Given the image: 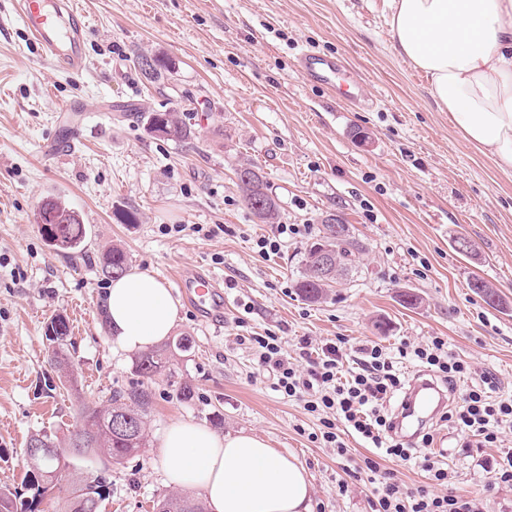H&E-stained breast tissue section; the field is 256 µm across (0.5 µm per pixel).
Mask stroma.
<instances>
[{
    "label": "stroma",
    "instance_id": "stroma-1",
    "mask_svg": "<svg viewBox=\"0 0 512 512\" xmlns=\"http://www.w3.org/2000/svg\"><path fill=\"white\" fill-rule=\"evenodd\" d=\"M390 2L78 0L89 67L77 75L32 42L15 0H0V489L25 495L30 435H70L82 405L138 379L136 353L113 346L100 313L111 281L99 260L115 245L169 289L181 265L214 274L227 314L218 328L182 305L166 340L170 359L147 382L146 445L113 462L102 512H154L172 493L160 441L182 419L220 435H258L297 458L312 477L313 512H372L364 482L347 478L335 449L311 442L318 419L274 391L272 372L241 336L275 333L290 353L302 336L390 348L440 336L449 355L512 395V175L450 124L425 76L391 49ZM304 48L338 56L376 105L347 108L307 83L297 69ZM138 53L168 56L175 69L151 81L134 64ZM65 101L95 118L73 149L49 159L39 147L56 139ZM184 105L193 143L148 132L144 113ZM247 161L280 205L278 224L302 227L267 257L256 241L277 224L259 223L243 204L234 169ZM47 198L79 214L81 252L63 253L40 235L35 217ZM123 210L139 223H120ZM332 214L366 249L324 302L309 304L294 285ZM461 235L473 256L455 251ZM476 277L501 306L470 289ZM405 289L416 306L401 304ZM56 315L70 325L63 373L44 336ZM186 385L189 400L179 395ZM430 431L456 491L481 493L483 512H512V487L487 485L512 431L498 448L464 446L445 422Z\"/></svg>",
    "mask_w": 512,
    "mask_h": 512
}]
</instances>
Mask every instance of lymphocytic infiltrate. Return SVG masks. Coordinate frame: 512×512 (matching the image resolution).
I'll return each instance as SVG.
<instances>
[{
	"label": "lymphocytic infiltrate",
	"instance_id": "1",
	"mask_svg": "<svg viewBox=\"0 0 512 512\" xmlns=\"http://www.w3.org/2000/svg\"><path fill=\"white\" fill-rule=\"evenodd\" d=\"M249 342L258 366L274 372L275 391L302 401L321 424V441L345 459L346 474L370 485L373 512H480L476 498L448 490L451 473L433 452L432 435L425 432L414 441L403 440L396 432L394 415L386 409L407 383L399 370L401 360L418 361L451 387L471 375L468 362L449 355L444 338L436 336L420 346L403 342L393 351L366 343L352 363L341 338L317 346L309 338H300L295 361L276 334L253 336ZM440 419L492 448L500 443L503 428L512 426V397L497 396L493 381L485 377L467 388L456 405L441 412ZM349 435L376 449V458L354 457L345 442ZM386 459L417 467L424 472L426 484L410 488L398 482L392 471L381 469Z\"/></svg>",
	"mask_w": 512,
	"mask_h": 512
}]
</instances>
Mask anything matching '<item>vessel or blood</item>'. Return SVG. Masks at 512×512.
<instances>
[{
  "label": "vessel or blood",
  "instance_id": "vessel-or-blood-1",
  "mask_svg": "<svg viewBox=\"0 0 512 512\" xmlns=\"http://www.w3.org/2000/svg\"><path fill=\"white\" fill-rule=\"evenodd\" d=\"M19 10L29 36L47 56L69 72L78 74L85 70L87 17L76 0H19ZM297 66L308 80L335 92L345 105L367 107L368 98L360 80L339 83L344 67L335 57L304 49L298 55ZM174 283L202 321L223 326L224 292L213 274L183 267L175 275ZM445 402L444 392L434 382L414 380L397 417L399 431L407 435L421 431Z\"/></svg>",
  "mask_w": 512,
  "mask_h": 512
}]
</instances>
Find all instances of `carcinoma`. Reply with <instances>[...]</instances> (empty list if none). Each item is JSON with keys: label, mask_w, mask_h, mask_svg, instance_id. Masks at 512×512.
Instances as JSON below:
<instances>
[{"label": "carcinoma", "mask_w": 512, "mask_h": 512, "mask_svg": "<svg viewBox=\"0 0 512 512\" xmlns=\"http://www.w3.org/2000/svg\"><path fill=\"white\" fill-rule=\"evenodd\" d=\"M147 123L163 122L162 138L179 143H188L195 137L194 125L187 121V116L178 111L150 112ZM245 167L254 170L253 176L241 181L238 186L243 193L245 207L250 213L265 224H274L279 217V207L275 199L268 194V185L261 170L254 164ZM36 224L41 236L50 245L61 251L71 253L80 249L86 236V228L78 215L55 199L47 200L46 205L36 214ZM327 245L336 251L343 270H348L351 257L365 249L359 239L349 233L348 225L336 218H329L322 225L316 241L307 249L304 270L295 283L296 295L309 303H318L332 288L314 274L315 256L320 247ZM102 273L117 278L127 270L126 252L114 246L100 259ZM70 334L66 318L57 315L45 325V336L54 344L53 361L57 368L68 365V354L64 347L65 337ZM167 363L164 349L142 354L135 363V372L144 378H151ZM152 406V394L144 382L139 381L126 390L112 393L108 399L95 406L80 409L79 418L84 423V435L76 439L72 436L60 438L56 435L36 433L30 436L28 443L40 442L50 448L59 450L57 458L37 468H29L24 482L29 493L27 499L17 501V496L0 490V512H40L39 507L44 498L62 482L71 486V495L67 496L64 512H84L80 476L69 471V449L75 441H80L83 454L99 459L98 480L92 494L105 501L110 495L112 482L110 468L112 462L121 460L140 450L146 443V419ZM121 419L130 425V431L115 430L114 423ZM156 512H205L202 502L172 493L156 503Z\"/></svg>", "instance_id": "cac0c4a2"}]
</instances>
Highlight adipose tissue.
Returning a JSON list of instances; mask_svg holds the SVG:
<instances>
[{
    "instance_id": "ef3b65f1",
    "label": "adipose tissue",
    "mask_w": 512,
    "mask_h": 512,
    "mask_svg": "<svg viewBox=\"0 0 512 512\" xmlns=\"http://www.w3.org/2000/svg\"><path fill=\"white\" fill-rule=\"evenodd\" d=\"M393 51L423 72L439 111L505 173L512 172V0H391ZM180 303L152 273L133 268L106 294L119 349L168 338ZM169 483L200 489L209 512H312L307 469L246 433L223 436L191 421L161 438Z\"/></svg>"
}]
</instances>
